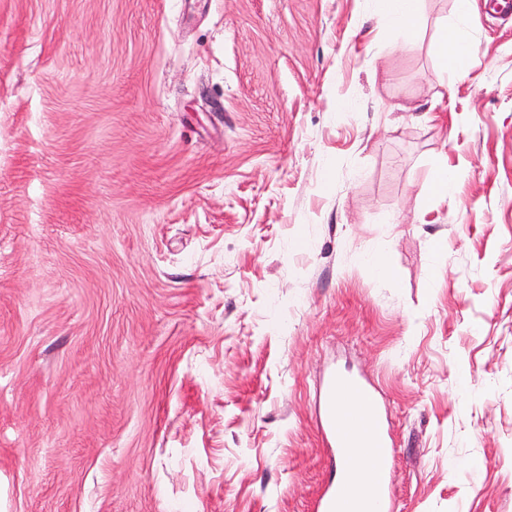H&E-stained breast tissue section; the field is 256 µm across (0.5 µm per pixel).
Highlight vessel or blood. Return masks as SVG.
I'll return each instance as SVG.
<instances>
[{
  "mask_svg": "<svg viewBox=\"0 0 512 512\" xmlns=\"http://www.w3.org/2000/svg\"><path fill=\"white\" fill-rule=\"evenodd\" d=\"M356 395L363 403V414H341L340 394ZM319 420L330 454V477L314 504V512H391V467L385 418L373 390L358 375L335 369L325 376L319 399ZM365 425L369 446L375 454L372 493L365 506L350 508L346 502L351 485V439L345 426Z\"/></svg>",
  "mask_w": 512,
  "mask_h": 512,
  "instance_id": "vessel-or-blood-1",
  "label": "vessel or blood"
}]
</instances>
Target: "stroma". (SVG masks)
<instances>
[{
  "instance_id": "stroma-1",
  "label": "stroma",
  "mask_w": 512,
  "mask_h": 512,
  "mask_svg": "<svg viewBox=\"0 0 512 512\" xmlns=\"http://www.w3.org/2000/svg\"><path fill=\"white\" fill-rule=\"evenodd\" d=\"M474 2L455 79V0L410 49L380 0H0V512H313L335 365L394 512H512V26ZM468 47L458 28L448 29L447 26L442 28L439 41L440 54L446 71L449 69L454 77L461 78L468 74L465 53Z\"/></svg>"
}]
</instances>
